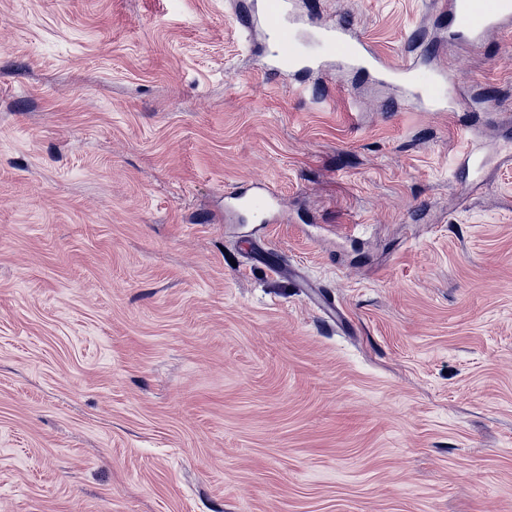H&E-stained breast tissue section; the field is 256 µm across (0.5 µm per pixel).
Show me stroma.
<instances>
[{
    "instance_id": "stroma-1",
    "label": "stroma",
    "mask_w": 512,
    "mask_h": 512,
    "mask_svg": "<svg viewBox=\"0 0 512 512\" xmlns=\"http://www.w3.org/2000/svg\"><path fill=\"white\" fill-rule=\"evenodd\" d=\"M253 2L0 0V512H512V29L294 0L448 112L272 74ZM407 85L411 98L419 103L436 99L440 95L437 80L433 75L424 76L417 85L413 83H407ZM251 193L240 192L229 195V209L246 213L254 221L260 224L268 222V216L272 212L278 198L275 189L267 185H256Z\"/></svg>"
}]
</instances>
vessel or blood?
<instances>
[{
	"label": "vessel or blood",
	"mask_w": 512,
	"mask_h": 512,
	"mask_svg": "<svg viewBox=\"0 0 512 512\" xmlns=\"http://www.w3.org/2000/svg\"><path fill=\"white\" fill-rule=\"evenodd\" d=\"M443 22L456 41L477 46L492 29L512 26V0H445ZM301 16L286 11L285 0H264L262 27L275 46V68L292 71L300 67L304 57L303 46L314 44L324 47L343 64L355 69H371L385 76L399 73L411 74L410 63L392 65L375 53L369 42L355 35L348 26H331L312 23L310 30H301ZM413 100L422 103L444 98L449 106L468 103L474 98L472 84L457 82L447 92H439L434 76L427 75L419 83L410 85ZM278 198L275 189L257 185L253 192L234 193L230 196V209L246 213L254 221L267 223Z\"/></svg>",
	"instance_id": "b4317fda"
}]
</instances>
